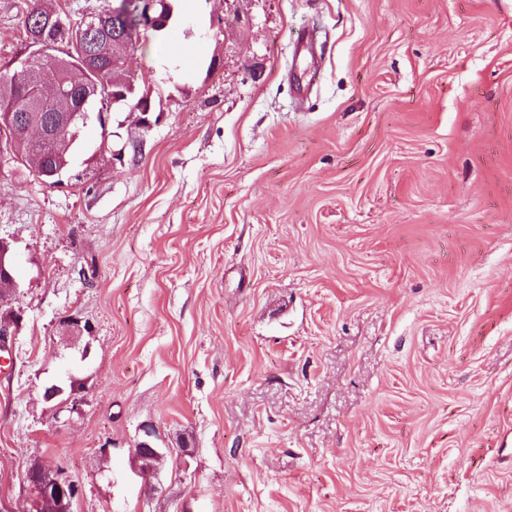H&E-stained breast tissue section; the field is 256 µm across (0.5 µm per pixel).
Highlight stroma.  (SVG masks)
I'll list each match as a JSON object with an SVG mask.
<instances>
[{
	"instance_id": "stroma-1",
	"label": "stroma",
	"mask_w": 512,
	"mask_h": 512,
	"mask_svg": "<svg viewBox=\"0 0 512 512\" xmlns=\"http://www.w3.org/2000/svg\"><path fill=\"white\" fill-rule=\"evenodd\" d=\"M174 15L129 66L159 123L112 116L139 153L0 175V503L35 512L39 463L75 512H512V0ZM18 260L10 240L0 237V349L9 344L23 322L22 310L13 306L18 288ZM29 479L42 481L41 511L50 500L54 512H74L73 506L80 497V486L63 471L35 464L29 469Z\"/></svg>"
}]
</instances>
